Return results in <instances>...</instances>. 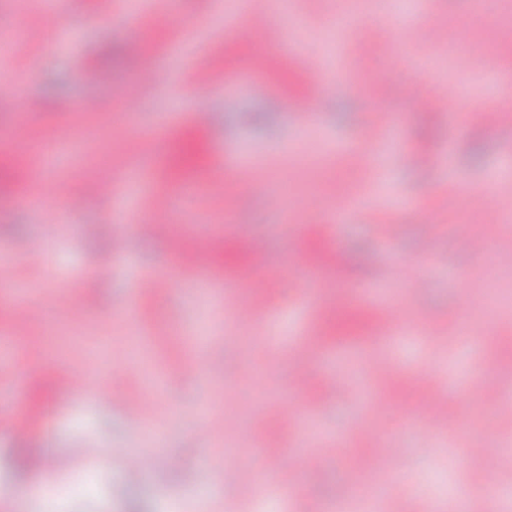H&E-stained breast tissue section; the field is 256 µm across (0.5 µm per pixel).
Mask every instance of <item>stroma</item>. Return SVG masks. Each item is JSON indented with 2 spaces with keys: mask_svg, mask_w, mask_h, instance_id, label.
<instances>
[{
  "mask_svg": "<svg viewBox=\"0 0 512 512\" xmlns=\"http://www.w3.org/2000/svg\"><path fill=\"white\" fill-rule=\"evenodd\" d=\"M269 22L265 41L228 17L246 7ZM443 41L412 43L405 66L390 60L404 32L399 0H366L361 21L335 39L343 0H293L295 25L283 23L276 0H137L138 20L113 19L110 0H59L52 21L27 43L25 55L0 53V163L12 165L18 185L0 189V263L11 262L16 282L30 286L43 322H23L9 291L0 290V512H15L8 489L43 482V512H337L352 492L345 460L366 447V431H397L398 457L383 487L384 512H439L447 489L464 488L467 512H487L490 496L512 499V420L484 403L485 383L512 403V178L492 183L498 205L483 218L475 189L512 165V125L486 126L487 103L512 99V43L489 38L495 23L512 28V0H418ZM169 27L154 24L155 13ZM497 62L492 71L458 69L446 43ZM140 44L144 57L127 56ZM340 64L348 83L318 90L313 71ZM153 67V77L141 73ZM111 73L99 85L91 75ZM455 88L453 100L437 97ZM311 98L309 122L295 110ZM38 98L44 110L27 112ZM100 103L95 112L75 102ZM211 120L206 164L171 172L179 138L197 112ZM394 120L377 124L376 113ZM140 137L138 152L125 144ZM388 141L383 183L370 168L374 143ZM355 151L340 155L336 144ZM151 162L155 177L130 191L127 175ZM263 175L237 174L236 165ZM109 181L111 196L93 184ZM82 203L60 209L63 196ZM356 209L338 220L344 197ZM170 198V236L147 228L155 203ZM108 224L125 231L127 250L113 256L97 233ZM265 241L262 263L206 271L182 265L183 250L211 251L234 242L238 228ZM427 242L434 262L419 287L399 289L393 312L418 334L387 348L364 333L342 344L361 351L352 366L324 340L335 314H376L354 299L360 281L379 266L414 274L412 259ZM114 257L111 278L95 271ZM166 276V287L133 293L136 275ZM255 310L241 316V307ZM480 328L468 335L461 314ZM315 340L307 358L299 340ZM109 343L112 356L91 397H76L62 377L89 376V348ZM125 372L127 391L158 404L133 416L111 397L112 370ZM343 370L345 390L332 394L329 378ZM431 370L446 384L447 415L426 429H402L419 402ZM307 374L295 389V373ZM379 403L364 408L363 394ZM469 400L474 419L453 413ZM301 410L341 449L310 448L297 419L280 402ZM222 434L206 436L213 416ZM287 444L288 455L269 488L250 461L266 444ZM494 444L500 463L481 477L475 448ZM44 449L45 473L20 466L22 450ZM121 448L173 457L175 469L153 474L131 469ZM466 466H458L461 456ZM238 471L235 488L218 486L198 505L194 488L209 484L207 459Z\"/></svg>",
  "mask_w": 512,
  "mask_h": 512,
  "instance_id": "35a3bbf8",
  "label": "stroma"
}]
</instances>
